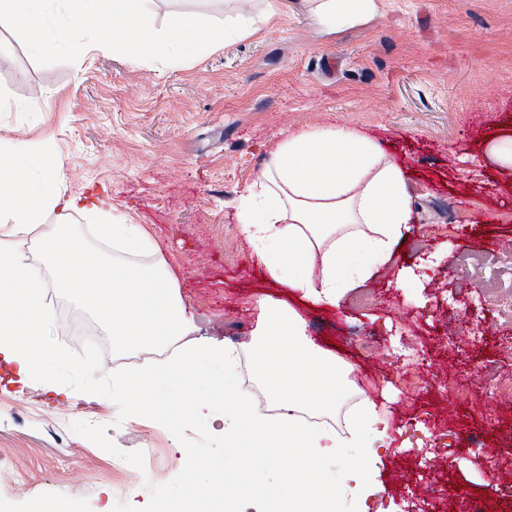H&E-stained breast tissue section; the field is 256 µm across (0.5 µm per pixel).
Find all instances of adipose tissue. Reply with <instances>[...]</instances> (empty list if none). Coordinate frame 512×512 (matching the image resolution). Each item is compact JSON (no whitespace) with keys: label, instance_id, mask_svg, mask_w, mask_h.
<instances>
[{"label":"adipose tissue","instance_id":"ef3b65f1","mask_svg":"<svg viewBox=\"0 0 512 512\" xmlns=\"http://www.w3.org/2000/svg\"><path fill=\"white\" fill-rule=\"evenodd\" d=\"M379 0H314L317 21L350 28L377 14ZM63 174L49 161L32 163L0 137V364L20 384L36 381L42 394L85 401L108 400L130 416L150 411L160 423L177 426L195 418L213 400L222 404L219 435L224 453L210 461L194 496L200 512L223 498L243 459L275 465L303 455L313 467L335 465V483L289 480V496L324 501L335 512L339 495L365 504L374 496L389 441L388 423L375 403H366L351 436L312 427L299 411L335 409L346 391L335 358L307 335L301 314L262 302L251 349L279 413L258 412L233 380L237 355L216 340L193 339V315L175 285L158 247L143 225L114 218L104 204L64 196ZM236 218L270 277L300 290L322 306L338 305L349 291L395 260L410 230L413 202L396 161L380 145L349 126L330 124L289 134L271 152L263 176L247 185L235 203ZM81 212L105 224L112 259L87 266L89 248L73 225L58 223L41 235L35 256L16 249L17 239L46 215ZM47 265L51 280L37 278L33 261ZM64 286L73 300L94 305L104 327L123 346L170 349L169 358L113 374L111 389L90 383L71 387L56 351L40 339L54 310L48 288ZM349 448L363 449L349 459Z\"/></svg>","mask_w":512,"mask_h":512}]
</instances>
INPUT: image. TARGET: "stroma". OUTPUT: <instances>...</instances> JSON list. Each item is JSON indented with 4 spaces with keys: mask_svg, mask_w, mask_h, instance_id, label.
I'll return each mask as SVG.
<instances>
[{
    "mask_svg": "<svg viewBox=\"0 0 512 512\" xmlns=\"http://www.w3.org/2000/svg\"><path fill=\"white\" fill-rule=\"evenodd\" d=\"M249 35L176 63L92 46L76 63L37 65L0 34V136L48 148L65 194L103 197L159 246L195 334L236 347L235 386L264 385L249 344L260 298L297 310L308 336L345 366L356 401L388 420L373 512H407L427 463L455 512H503L512 498V169L493 157L512 137V0H380L376 17L326 31L308 0H155L175 15L232 20ZM357 128L402 167L414 210L394 265L326 309L274 282L236 219L235 200L289 133ZM413 275L398 288L397 276ZM41 339L109 384L118 365L166 356L125 347L87 305L52 291ZM477 339H470L469 329ZM195 464L182 472L177 451ZM203 417L170 428L111 402L62 403L0 367V512H131L162 498L195 512L198 463L222 455Z\"/></svg>",
    "mask_w": 512,
    "mask_h": 512,
    "instance_id": "obj_1",
    "label": "stroma"
}]
</instances>
